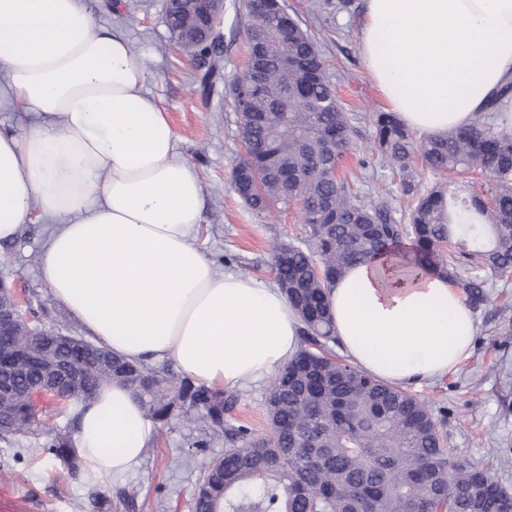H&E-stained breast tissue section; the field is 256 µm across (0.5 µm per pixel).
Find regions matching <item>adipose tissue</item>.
Segmentation results:
<instances>
[{
	"label": "adipose tissue",
	"mask_w": 512,
	"mask_h": 512,
	"mask_svg": "<svg viewBox=\"0 0 512 512\" xmlns=\"http://www.w3.org/2000/svg\"><path fill=\"white\" fill-rule=\"evenodd\" d=\"M364 68L422 137L473 122L512 79V0H366ZM141 56L95 27L81 0H0V241L35 217L58 222L38 272L96 342L136 362H173L205 387L260 382L301 346L300 318L273 284L220 272L198 245L201 185ZM416 247L349 267L328 289L336 339L364 373L397 387L445 376L469 354L476 318L460 289L408 271ZM155 435L125 387L82 407L73 445L119 476Z\"/></svg>",
	"instance_id": "ef3b65f1"
}]
</instances>
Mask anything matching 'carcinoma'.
<instances>
[{
  "label": "carcinoma",
  "mask_w": 512,
  "mask_h": 512,
  "mask_svg": "<svg viewBox=\"0 0 512 512\" xmlns=\"http://www.w3.org/2000/svg\"><path fill=\"white\" fill-rule=\"evenodd\" d=\"M243 0L248 62L229 85L234 111L242 114L245 157L230 177L251 210L300 205L307 243L271 247L276 283L302 314L303 347L275 377L265 396L270 433L256 438L228 420L237 399L167 369L112 358V372L96 366L81 336L66 337L60 357L84 367L80 393L67 403L68 425L45 428L29 454H48L72 473L85 470L72 443L80 407L99 387L116 381L139 399L157 429L180 418L194 425L193 448L217 437L229 447L199 478L194 512H467L456 496L471 482L484 485L477 508L497 512L508 495L490 472L444 447L441 422L431 405L363 374L333 355L335 342L326 293L330 282L404 238L415 242L416 262L432 263L477 308L486 288L512 277V81H506L475 122L418 141L389 111L344 110L325 71L314 36L288 13L282 0ZM174 44L198 63L194 92L206 98L221 76L223 34L206 26L194 0H168ZM290 54L302 67L285 71ZM262 61L260 85L252 83ZM374 128L367 149L398 175L397 199L364 196L334 175L361 121ZM441 177L422 186L417 167ZM469 266L476 273L461 274ZM46 341L23 328L0 335V366H10L12 394L0 397L7 426L0 439L25 436L38 424L27 390L42 378L34 352Z\"/></svg>",
  "instance_id": "1"
}]
</instances>
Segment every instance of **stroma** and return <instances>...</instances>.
Segmentation results:
<instances>
[{
    "instance_id": "stroma-1",
    "label": "stroma",
    "mask_w": 512,
    "mask_h": 512,
    "mask_svg": "<svg viewBox=\"0 0 512 512\" xmlns=\"http://www.w3.org/2000/svg\"><path fill=\"white\" fill-rule=\"evenodd\" d=\"M337 1L285 3L317 40L345 109L385 110L360 55L363 0H341L345 3L341 9ZM83 5L96 27L123 33L145 62L146 88L167 112L178 149L200 180L201 243L206 255L217 270L274 282L271 244H302L306 227L297 205L260 214L241 201L231 183V168L244 154L239 116L228 92L229 81L245 58L249 17L241 0H224L220 24L224 77L205 99L192 91L196 62L170 39L164 0H83ZM371 136V126L360 124L341 173L361 194L396 196L399 185L391 171L363 162ZM55 225V220L42 218L22 225L11 242H0V277L24 290L36 310L34 325L81 336L84 328L52 298L38 275L40 251ZM474 314L478 332L468 357L443 378L410 387L409 392L443 413L448 447L459 457L490 468L499 485L512 493V283H495ZM269 386L265 380L238 388L231 413L232 422L249 426L258 437L270 430L264 411ZM195 435L187 424L172 422L152 441L137 468L93 484L84 476L66 473L54 458L32 462L23 456V448L33 446L36 435L11 445L0 441V487L26 497L37 512H193L200 474L209 462L223 456L225 448L220 439L193 448L190 442Z\"/></svg>"
}]
</instances>
